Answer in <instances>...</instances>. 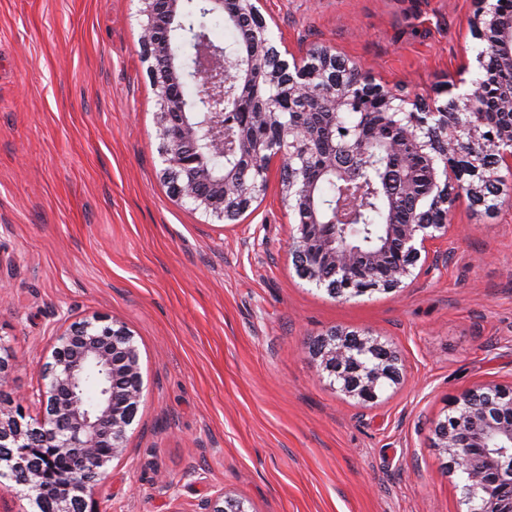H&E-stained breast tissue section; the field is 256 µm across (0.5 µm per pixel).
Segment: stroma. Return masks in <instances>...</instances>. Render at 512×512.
<instances>
[{
	"label": "stroma",
	"instance_id": "stroma-1",
	"mask_svg": "<svg viewBox=\"0 0 512 512\" xmlns=\"http://www.w3.org/2000/svg\"><path fill=\"white\" fill-rule=\"evenodd\" d=\"M139 0H0V395L30 398L63 317L124 324L144 390L93 512H466L432 426L464 392L512 384V202H456L439 270L351 299L303 280L278 165L237 220L177 202L140 58ZM472 0H262L275 42L315 45L436 97L477 78ZM381 337L401 376L361 406L310 353Z\"/></svg>",
	"mask_w": 512,
	"mask_h": 512
}]
</instances>
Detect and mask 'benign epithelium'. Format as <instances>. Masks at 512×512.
<instances>
[{
  "instance_id": "7a95c632",
  "label": "benign epithelium",
  "mask_w": 512,
  "mask_h": 512,
  "mask_svg": "<svg viewBox=\"0 0 512 512\" xmlns=\"http://www.w3.org/2000/svg\"><path fill=\"white\" fill-rule=\"evenodd\" d=\"M146 17L140 38L141 57L156 91L159 112L162 174L172 196L206 215L223 220L246 211L265 191L271 163L280 162L291 177L284 182L288 208L301 211L303 221L290 236L288 257L301 278L338 298L404 287L417 262L426 270L437 267L433 245L448 234L459 193L490 210L504 195L500 167L512 171V123L488 125L486 112L512 113V83L501 84L486 98L485 82L467 81L462 68L445 88V102L397 93L377 83L357 64L313 46L301 59L288 57L269 37L260 0H203L207 13L234 19H254L260 36L245 60L224 56V48L201 31H190L181 20L183 0H139ZM470 27L482 46L494 53L500 70L512 73V12L495 0H475ZM190 31L195 46L193 71L186 72L173 53L174 32ZM264 79L265 95L252 112L253 125L234 119L239 107L224 106V79ZM193 79L197 100L183 95L185 77ZM488 99L479 111L475 103ZM317 102L333 117L325 150H316L318 129L308 109L293 102ZM351 112L357 120L345 126L339 115ZM236 134L234 163L216 168L211 160L228 155L224 131ZM410 146L426 166V186L417 184L415 169L389 167L387 155ZM361 167L376 174L389 215L381 237L371 244L340 238L355 219L360 200L329 211L320 205L317 182L328 176L340 183L353 179ZM414 197L429 210L424 219L397 223V196ZM319 368L334 373L336 359L351 357L363 373L355 380L336 376L340 390L369 405L400 377V359L386 343L368 334L336 330L313 346ZM97 395L88 399L89 383ZM143 392L139 355L130 330L116 322L93 317L60 320L50 360L42 364L41 385L34 398L42 415L26 420L19 405H0V447L20 452L0 454V479L20 488L42 508L44 473L33 456L44 450L69 460L54 475L52 512H88L92 497L112 459L122 453L127 432L135 422ZM436 446L446 449L450 464H459L465 489L479 495L478 512H512V498L494 491L492 477L512 483V384H484L456 399L434 428ZM100 448L111 453L101 456Z\"/></svg>"
}]
</instances>
